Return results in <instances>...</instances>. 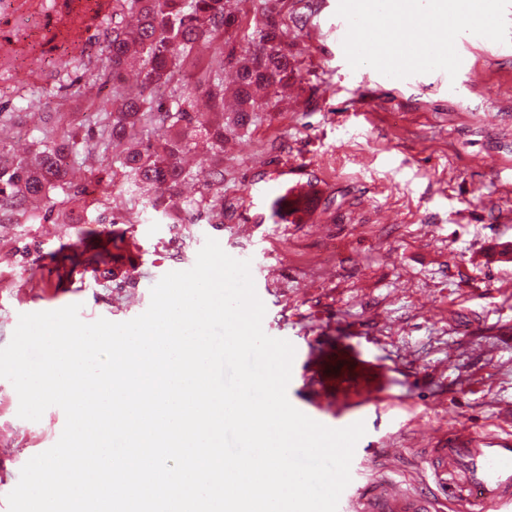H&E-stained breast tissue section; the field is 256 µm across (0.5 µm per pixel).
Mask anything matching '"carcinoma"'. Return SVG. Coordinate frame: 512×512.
Returning a JSON list of instances; mask_svg holds the SVG:
<instances>
[{
  "instance_id": "cac0c4a2",
  "label": "carcinoma",
  "mask_w": 512,
  "mask_h": 512,
  "mask_svg": "<svg viewBox=\"0 0 512 512\" xmlns=\"http://www.w3.org/2000/svg\"><path fill=\"white\" fill-rule=\"evenodd\" d=\"M112 0V40L107 42L99 67L112 79V99L93 98L86 109L97 115L94 128L64 125L67 113H56L60 131L46 132L40 141L38 165L7 158L0 151V223L46 224L62 216L69 224H115L112 216L114 184L119 192L139 196L142 212L149 210L193 224L199 210L179 202V188L189 176L181 162L191 141L203 139L224 150V126L242 128L250 113L269 107L257 99L288 81L293 73L288 57L285 24L266 16L258 29L253 51H237L233 38L250 0ZM135 67L139 90L123 89L124 73ZM237 70L233 97L235 115L227 123L215 122L195 108L206 97L224 111V68ZM121 144L118 158L104 164L108 177L76 184L70 168L90 145ZM198 181L209 195L208 222L224 223V168L200 167ZM61 197L60 210L30 207L34 200ZM85 249L92 252L103 275L124 257L125 238L114 236L102 244L101 232L82 230Z\"/></svg>"
}]
</instances>
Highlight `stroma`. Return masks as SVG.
<instances>
[{"label": "stroma", "instance_id": "obj_1", "mask_svg": "<svg viewBox=\"0 0 512 512\" xmlns=\"http://www.w3.org/2000/svg\"><path fill=\"white\" fill-rule=\"evenodd\" d=\"M51 21L42 0H0V31L12 34L0 56V145L29 164L53 121L57 90L76 84L66 109L85 110L106 76L57 68L53 38L71 23H110L67 0ZM251 0L238 33L252 42L266 13L288 20L296 76L270 94L268 111L224 138L223 153L198 144L188 169L223 166L224 221L171 224L157 214L126 225L135 256L131 278L89 267L65 272L53 256L73 224H0V348L23 313L80 304L85 322L129 321L147 310L152 287L190 269L206 238L251 263L265 305L264 332L295 348L290 402L311 411V379L334 385L318 359L330 347L374 368L378 406L345 408L322 423L364 422L351 462L356 485L392 481L436 493L421 451L450 425L484 437L512 433L502 413L512 403V50L468 37L454 81L436 73L404 79L351 68L336 45L332 0ZM27 71L12 81L9 66ZM312 188L303 215L275 214L274 201ZM42 276L29 280L30 266ZM19 398L0 379V512L33 456L52 447L65 425L61 408L39 421L18 417Z\"/></svg>", "mask_w": 512, "mask_h": 512}]
</instances>
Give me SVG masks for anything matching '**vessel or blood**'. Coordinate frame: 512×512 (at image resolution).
Masks as SVG:
<instances>
[{
    "label": "vessel or blood",
    "mask_w": 512,
    "mask_h": 512,
    "mask_svg": "<svg viewBox=\"0 0 512 512\" xmlns=\"http://www.w3.org/2000/svg\"><path fill=\"white\" fill-rule=\"evenodd\" d=\"M68 41L87 45V60L96 63L99 41L112 38L103 28L89 39L78 25H69ZM427 464L433 481L447 490L457 512H512V434L493 439L452 429L448 445L431 449ZM338 512H436L431 496L394 484H370L340 497Z\"/></svg>",
    "instance_id": "vessel-or-blood-1"
}]
</instances>
